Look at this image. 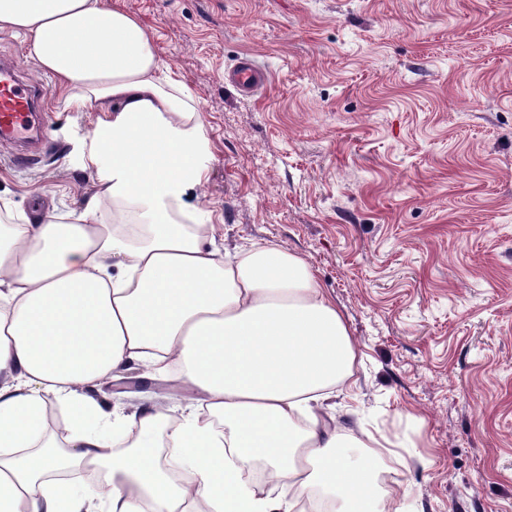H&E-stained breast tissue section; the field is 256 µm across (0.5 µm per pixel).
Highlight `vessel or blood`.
Masks as SVG:
<instances>
[{
	"mask_svg": "<svg viewBox=\"0 0 512 512\" xmlns=\"http://www.w3.org/2000/svg\"><path fill=\"white\" fill-rule=\"evenodd\" d=\"M46 84L26 83L14 65L0 63V143L37 144L44 135L42 121L35 114V102L46 99Z\"/></svg>",
	"mask_w": 512,
	"mask_h": 512,
	"instance_id": "vessel-or-blood-1",
	"label": "vessel or blood"
}]
</instances>
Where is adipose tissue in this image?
<instances>
[{
    "instance_id": "ef3b65f1",
    "label": "adipose tissue",
    "mask_w": 512,
    "mask_h": 512,
    "mask_svg": "<svg viewBox=\"0 0 512 512\" xmlns=\"http://www.w3.org/2000/svg\"><path fill=\"white\" fill-rule=\"evenodd\" d=\"M2 30L66 106L107 118L83 209L0 225V512H403L379 490L389 438L353 454L334 414L355 346L312 269L279 244L220 253L188 205L210 141L152 33L110 0H0ZM133 369L192 397L103 411L93 391ZM253 459L266 492L243 477ZM77 469L99 492L74 489Z\"/></svg>"
}]
</instances>
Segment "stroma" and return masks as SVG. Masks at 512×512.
Instances as JSON below:
<instances>
[{"label":"stroma","instance_id":"1","mask_svg":"<svg viewBox=\"0 0 512 512\" xmlns=\"http://www.w3.org/2000/svg\"><path fill=\"white\" fill-rule=\"evenodd\" d=\"M191 91L213 160L217 249L274 242L313 270L354 341L336 413L388 436L410 512H512V0H117ZM249 59L267 81L224 74ZM31 167L0 149L29 218L93 191L101 115L58 89ZM132 370L94 397L170 407Z\"/></svg>","mask_w":512,"mask_h":512}]
</instances>
